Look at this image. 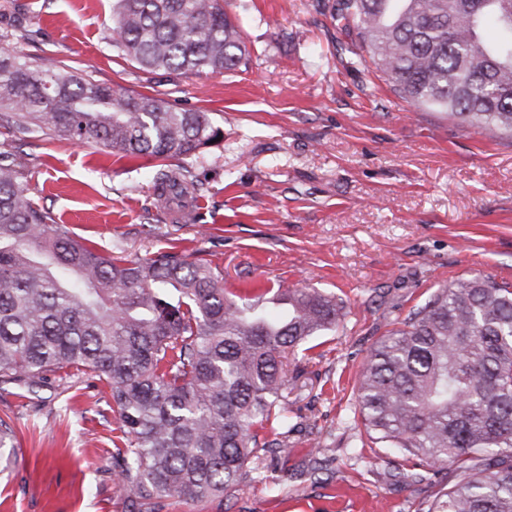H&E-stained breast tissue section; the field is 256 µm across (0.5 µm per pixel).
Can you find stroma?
<instances>
[{"instance_id": "35a3bbf8", "label": "stroma", "mask_w": 512, "mask_h": 512, "mask_svg": "<svg viewBox=\"0 0 512 512\" xmlns=\"http://www.w3.org/2000/svg\"><path fill=\"white\" fill-rule=\"evenodd\" d=\"M333 0H224L244 70L149 72L112 43V0H0V39L173 110L207 113L219 144L185 158L198 186L179 219L155 204L148 157L0 128L34 204L73 239L132 260L176 249L243 292L281 283L334 296L335 330L284 362L292 431L224 497L162 498V512H419L450 486L418 483L401 455L361 445L355 387L375 344L457 278L512 284V137L399 97ZM0 512H137L112 470L119 420L105 382L0 384Z\"/></svg>"}]
</instances>
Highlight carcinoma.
<instances>
[{
    "label": "carcinoma",
    "instance_id": "1",
    "mask_svg": "<svg viewBox=\"0 0 512 512\" xmlns=\"http://www.w3.org/2000/svg\"><path fill=\"white\" fill-rule=\"evenodd\" d=\"M331 18L357 29L353 60L368 56L403 99L512 136V0H335ZM112 21L115 46L149 71L222 74L247 55L224 0H112ZM0 126L160 161L164 210L192 186L168 160L222 137L202 112L6 51ZM46 219L0 156V378L106 382L117 491L148 512L164 496H224L288 438L283 358L336 327V299L281 286L242 297L202 259L103 255ZM357 409L372 443L412 463L406 477L453 467L420 512H512V288L474 276L433 292L371 350Z\"/></svg>",
    "mask_w": 512,
    "mask_h": 512
}]
</instances>
